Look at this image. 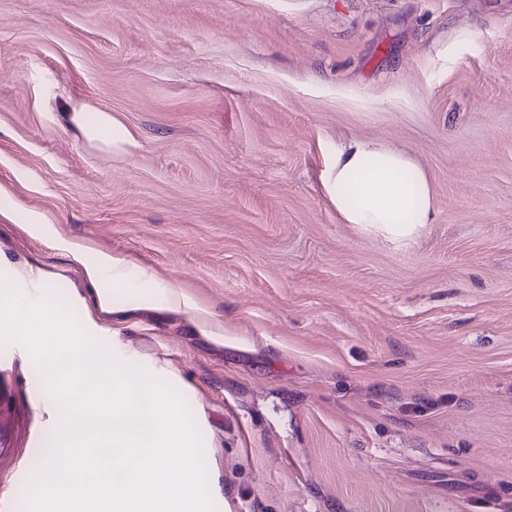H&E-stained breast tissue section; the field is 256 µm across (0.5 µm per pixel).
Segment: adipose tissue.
Returning <instances> with one entry per match:
<instances>
[{
	"mask_svg": "<svg viewBox=\"0 0 512 512\" xmlns=\"http://www.w3.org/2000/svg\"><path fill=\"white\" fill-rule=\"evenodd\" d=\"M66 118L82 129L88 141L108 150L122 152L134 143L130 131L108 112H97L90 121L85 106L76 103ZM323 184L346 223L361 225L393 241L414 236L421 225L432 223L434 218L428 177L407 153L392 147L361 139L337 147ZM66 250L82 263L99 310L111 309L112 288H127L143 280L150 284L151 306L178 307L184 303L175 286L149 277L125 258L101 255L89 260L78 246L70 244ZM106 281L111 284L107 290L102 287Z\"/></svg>",
	"mask_w": 512,
	"mask_h": 512,
	"instance_id": "obj_1",
	"label": "adipose tissue"
}]
</instances>
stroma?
Masks as SVG:
<instances>
[{
	"instance_id": "35a3bbf8",
	"label": "stroma",
	"mask_w": 512,
	"mask_h": 512,
	"mask_svg": "<svg viewBox=\"0 0 512 512\" xmlns=\"http://www.w3.org/2000/svg\"><path fill=\"white\" fill-rule=\"evenodd\" d=\"M77 101L134 146L88 142ZM353 138L427 174L416 238L337 214L322 172ZM58 239L185 306L87 311ZM29 268L171 374L217 512H512V0H0V275ZM45 390L0 347V512Z\"/></svg>"
}]
</instances>
